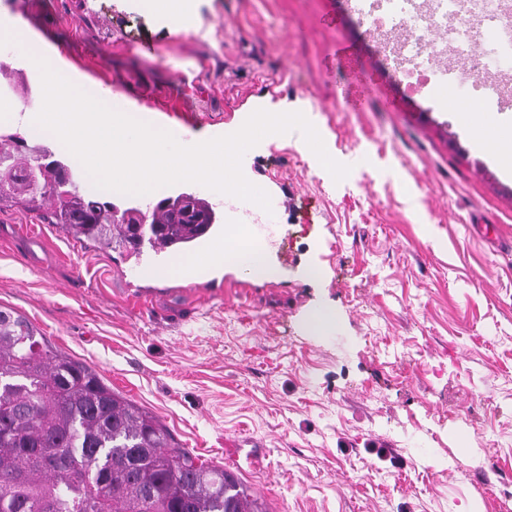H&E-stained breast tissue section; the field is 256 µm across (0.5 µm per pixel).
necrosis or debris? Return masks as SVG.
Instances as JSON below:
<instances>
[{"mask_svg": "<svg viewBox=\"0 0 512 512\" xmlns=\"http://www.w3.org/2000/svg\"><path fill=\"white\" fill-rule=\"evenodd\" d=\"M512 15V0H362L358 16L371 31L387 36L381 54L408 93L422 94L435 75L456 88L466 75L472 100L512 98V43L499 27Z\"/></svg>", "mask_w": 512, "mask_h": 512, "instance_id": "4bbe7bcc", "label": "necrosis or debris"}]
</instances>
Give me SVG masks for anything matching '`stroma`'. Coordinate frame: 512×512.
Listing matches in <instances>:
<instances>
[{"instance_id": "1", "label": "stroma", "mask_w": 512, "mask_h": 512, "mask_svg": "<svg viewBox=\"0 0 512 512\" xmlns=\"http://www.w3.org/2000/svg\"><path fill=\"white\" fill-rule=\"evenodd\" d=\"M193 13L181 30L138 0H0L26 37L0 45L32 89L18 112L43 101L31 43L153 126L301 112L350 174L334 181L297 131L251 148L245 177L288 197L261 217L274 274L225 264L213 296L133 301L122 250L1 209L0 306L268 512H496L478 463L512 478V160L474 144L447 89L409 95L348 0H194Z\"/></svg>"}]
</instances>
